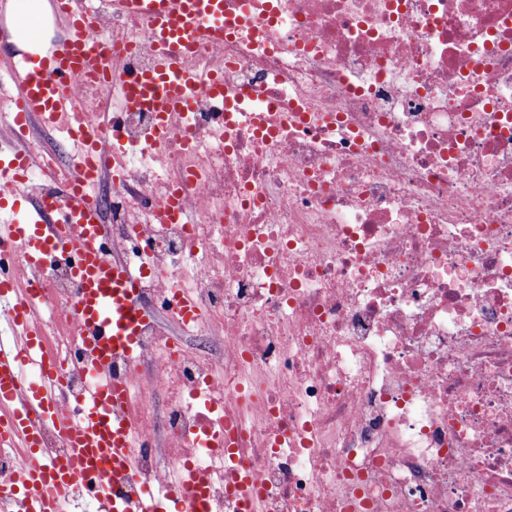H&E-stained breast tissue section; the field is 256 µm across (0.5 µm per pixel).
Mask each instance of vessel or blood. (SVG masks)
<instances>
[{
	"label": "vessel or blood",
	"instance_id": "vessel-or-blood-1",
	"mask_svg": "<svg viewBox=\"0 0 512 512\" xmlns=\"http://www.w3.org/2000/svg\"><path fill=\"white\" fill-rule=\"evenodd\" d=\"M122 5L131 15L153 21L157 58L151 70L118 80L121 98L146 106L163 123L172 113L193 111L188 88L196 74L187 64L188 54L201 36L223 35L224 0H122ZM55 9L70 28L68 37L43 57L25 54L12 60L14 87L8 101L20 135L34 125L62 127L78 77L112 75L104 65L109 48L85 35L81 0H55ZM72 130L89 152L123 146L108 109L101 120L77 121ZM32 164L19 145L0 148V299L15 291L14 261L35 273L52 256L72 257V272L82 286L74 332L98 380L76 417L67 416L57 396V364L39 329L38 304L23 299L9 310L14 337L0 340V447H20L25 455L11 476L0 479V502L12 512H61L76 482L94 476L100 512H198L205 474H191L190 492L146 487L135 502L99 477L104 468L118 477L132 469L135 427L123 413L126 390L109 374L116 357L134 354L144 313L134 276L108 256L110 241L94 199L95 167L82 160L77 180L30 208L13 184ZM29 366L34 373L27 380L23 373ZM49 428L63 433L69 445L66 458L53 463L42 460L41 436Z\"/></svg>",
	"mask_w": 512,
	"mask_h": 512
}]
</instances>
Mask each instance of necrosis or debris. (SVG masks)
<instances>
[{"mask_svg":"<svg viewBox=\"0 0 512 512\" xmlns=\"http://www.w3.org/2000/svg\"><path fill=\"white\" fill-rule=\"evenodd\" d=\"M89 36L113 72L154 65L148 20L102 9ZM192 64L166 130L100 78L72 98L119 117L112 257L178 330L145 321L112 363L143 441L125 491L195 469L206 512H242L235 472L259 512H512V0H224ZM16 288L75 403L79 282Z\"/></svg>","mask_w":512,"mask_h":512,"instance_id":"1","label":"necrosis or debris"}]
</instances>
